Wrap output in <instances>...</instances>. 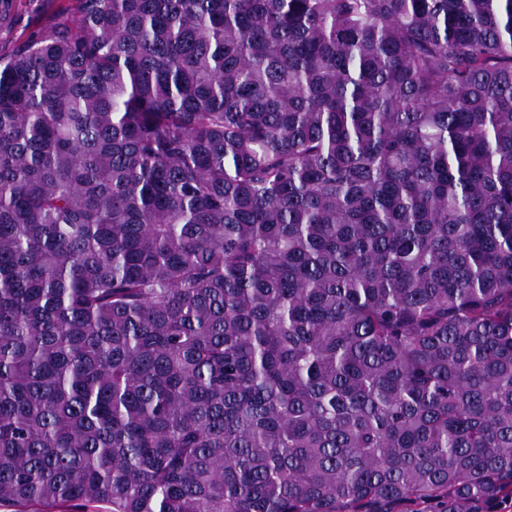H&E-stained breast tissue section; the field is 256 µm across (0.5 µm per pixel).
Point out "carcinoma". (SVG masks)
<instances>
[{
    "label": "carcinoma",
    "instance_id": "carcinoma-1",
    "mask_svg": "<svg viewBox=\"0 0 512 512\" xmlns=\"http://www.w3.org/2000/svg\"><path fill=\"white\" fill-rule=\"evenodd\" d=\"M0 509L512 512V0L20 35Z\"/></svg>",
    "mask_w": 512,
    "mask_h": 512
}]
</instances>
